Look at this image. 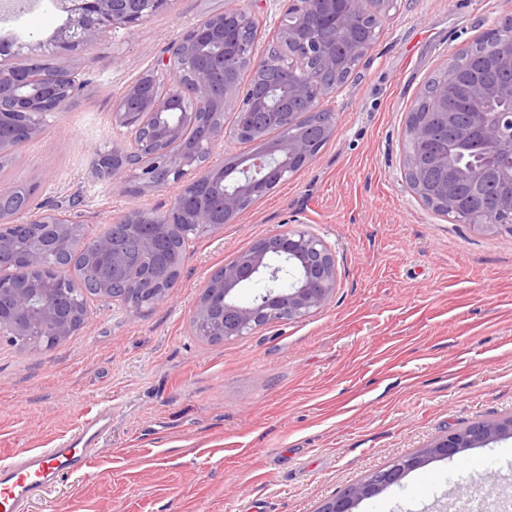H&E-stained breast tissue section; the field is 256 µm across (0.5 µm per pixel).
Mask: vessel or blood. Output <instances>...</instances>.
<instances>
[{
	"instance_id": "b4317fda",
	"label": "vessel or blood",
	"mask_w": 512,
	"mask_h": 512,
	"mask_svg": "<svg viewBox=\"0 0 512 512\" xmlns=\"http://www.w3.org/2000/svg\"><path fill=\"white\" fill-rule=\"evenodd\" d=\"M110 418V411H101L57 447L0 459V512H23L30 499L54 489L61 473L90 466L92 447L105 436Z\"/></svg>"
}]
</instances>
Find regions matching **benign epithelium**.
<instances>
[{
	"instance_id": "7a95c632",
	"label": "benign epithelium",
	"mask_w": 512,
	"mask_h": 512,
	"mask_svg": "<svg viewBox=\"0 0 512 512\" xmlns=\"http://www.w3.org/2000/svg\"><path fill=\"white\" fill-rule=\"evenodd\" d=\"M392 2L289 0L279 28V43L261 58L252 52L239 54L228 44V20L237 24L254 20L249 9L232 6L204 16L172 44L152 70L132 81L112 107V127L126 129L131 141L102 154L97 173L112 181V187L124 195L138 196L172 185L179 186V190L164 213L133 207L120 217V222L133 232L145 223L153 225L152 235L136 239L100 235L83 243L92 262L102 260L112 265V278H97L96 297L102 299L125 285V273L133 264L134 254H139V263H147L161 238L170 236L172 225L215 233L226 224L236 223L255 202L313 161L316 144L336 134V114L325 106L335 87L311 79L305 66L297 62L294 66L299 71H288V78L283 80L275 76L281 46L303 44L304 59L314 69L347 75L370 43L369 37L359 32V25L365 21L381 24ZM170 4L171 0H57L66 19L52 42L58 53H73L91 45L101 30H132ZM326 18L335 19L336 27L345 35L339 50L325 41L304 42L307 32ZM494 65L512 73V31L498 34ZM239 68L250 71V84L242 85L232 78ZM159 70L174 76L168 93L161 96L150 84ZM66 79L65 84L29 92L33 81L30 73L0 67V97L11 99L17 110L29 113L24 140L43 133L39 114L63 111L81 91L82 83H72L70 75ZM468 95L478 105H489L473 121L467 122L452 111L448 87L442 86L435 90L433 110L412 109L406 132L416 143L425 145L438 129L449 128L462 145L495 158L498 178L508 191L496 198L491 220L480 228L512 235V139L503 136L504 124H512V82L474 81ZM229 106L234 111L233 136L264 142L259 160L238 158L225 166L202 160V153L224 141V110ZM301 112L315 118L312 126L296 123L294 117ZM17 135V128L1 114L0 156L15 147ZM404 177L420 201L455 209L460 178L476 185L484 181L485 172L471 168L461 177L448 169L447 152L424 149L405 156ZM15 217L13 211H0V258L13 265V269L0 272V340L25 346L38 338L43 340V348L50 349L80 330L88 316L78 315L71 304L58 303L53 288L25 286L22 275L42 272L48 251L71 249L78 225L72 215L44 207L27 225V245L19 247L16 237L7 232ZM182 261L183 256L173 255L164 267L152 268L151 287L136 289L137 300L114 296L112 303L140 316L169 300L177 285L171 275L181 271ZM257 280L266 282L264 292L247 304L241 302L239 290ZM338 286L331 245L309 230L285 228L237 254L208 278L190 328L200 341L212 343L247 336L270 324L298 322L328 306ZM505 438H512V416L450 432L436 439L413 462L399 460L326 501L319 512H352L355 504L399 484L423 458L447 459L463 448Z\"/></svg>"
}]
</instances>
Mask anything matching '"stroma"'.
<instances>
[{
    "label": "stroma",
    "instance_id": "stroma-1",
    "mask_svg": "<svg viewBox=\"0 0 512 512\" xmlns=\"http://www.w3.org/2000/svg\"><path fill=\"white\" fill-rule=\"evenodd\" d=\"M234 0H172L134 30H105L60 67L84 87L13 148L0 184L34 187L88 235L132 207L166 210L98 178L121 146L114 100L203 16ZM512 0H394L377 40L329 104L337 130L315 159L237 223L192 239L171 300L141 316L92 298L86 325L40 352L0 340V454L38 450L112 408L91 467L63 475L29 512H318L327 500L437 437L512 416V236L456 224L410 191L404 130L428 79L504 18ZM53 0L0 19V35L48 38ZM336 252L323 310L211 344L189 328L213 270L288 227ZM462 474L434 459L355 512H512V438Z\"/></svg>",
    "mask_w": 512,
    "mask_h": 512
}]
</instances>
